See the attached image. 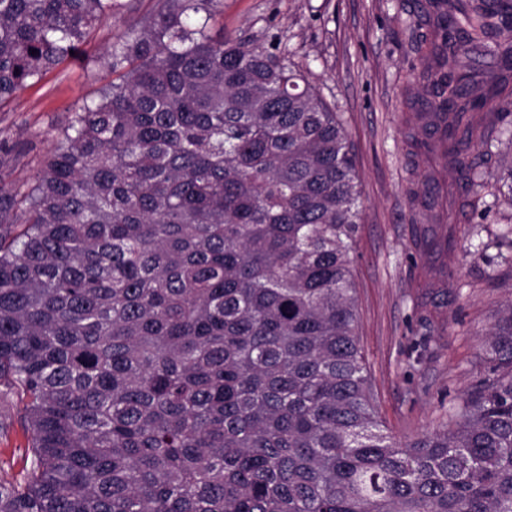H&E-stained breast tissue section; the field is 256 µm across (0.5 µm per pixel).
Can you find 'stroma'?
<instances>
[{"instance_id":"obj_1","label":"stroma","mask_w":512,"mask_h":512,"mask_svg":"<svg viewBox=\"0 0 512 512\" xmlns=\"http://www.w3.org/2000/svg\"><path fill=\"white\" fill-rule=\"evenodd\" d=\"M213 33L269 53H287L339 112L353 146L361 187L353 278L359 336L385 430L410 441L450 423L448 408L485 366L482 334L512 299V260L495 270L467 256L476 240H494L512 219V196L467 207L465 181L442 168L451 192L450 243L420 252L411 241L414 213L407 194L428 165L408 141L420 89L418 0H223ZM115 20L96 27L87 56L26 86L0 109V135L13 147L11 180L33 179L59 132L83 101L111 82L99 57L127 24L151 14L156 0H127ZM25 398H0V476L29 465V435L20 415Z\"/></svg>"}]
</instances>
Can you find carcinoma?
Segmentation results:
<instances>
[{"label":"carcinoma","mask_w":512,"mask_h":512,"mask_svg":"<svg viewBox=\"0 0 512 512\" xmlns=\"http://www.w3.org/2000/svg\"><path fill=\"white\" fill-rule=\"evenodd\" d=\"M117 0H0V107L84 52ZM156 0L34 183L0 139V393L31 462L0 512H512V301L453 428L380 427L358 336L360 182L286 54ZM413 145L486 197L512 140V0H425ZM413 203L442 205L435 170ZM427 247L434 225L412 219Z\"/></svg>","instance_id":"obj_1"}]
</instances>
